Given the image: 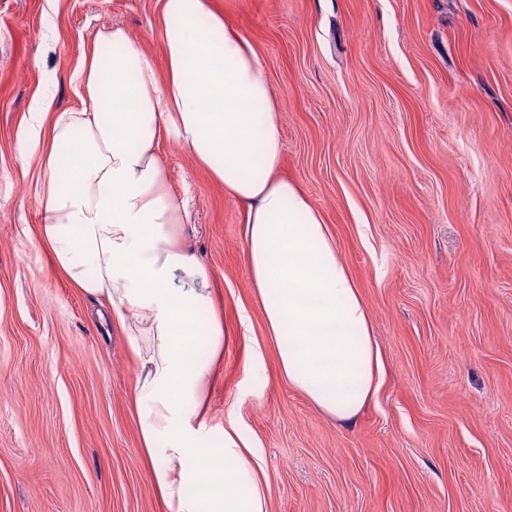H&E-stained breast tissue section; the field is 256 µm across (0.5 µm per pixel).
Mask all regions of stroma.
Masks as SVG:
<instances>
[{"mask_svg":"<svg viewBox=\"0 0 512 512\" xmlns=\"http://www.w3.org/2000/svg\"><path fill=\"white\" fill-rule=\"evenodd\" d=\"M278 98L284 177L321 212L371 312L387 375L349 424L278 374L243 209L182 146L183 236L224 311L208 426L264 456L270 512H512V0H212ZM120 25L161 56L160 0H0V512H162L140 451L137 367L116 324L37 236L35 112L82 101V48Z\"/></svg>","mask_w":512,"mask_h":512,"instance_id":"stroma-1","label":"stroma"}]
</instances>
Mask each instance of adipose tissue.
I'll use <instances>...</instances> for the list:
<instances>
[{
    "label": "adipose tissue",
    "instance_id": "1",
    "mask_svg": "<svg viewBox=\"0 0 512 512\" xmlns=\"http://www.w3.org/2000/svg\"><path fill=\"white\" fill-rule=\"evenodd\" d=\"M166 74L120 27L75 68L84 107L55 114L40 151L38 227L56 270L105 306L139 365L140 449L163 512H269L264 460L205 405L224 354L208 269L181 244L186 200L157 153L175 137L245 212L244 256L279 373L322 412L354 419L385 367L372 317L321 213L281 174L278 102L253 45L210 0H162Z\"/></svg>",
    "mask_w": 512,
    "mask_h": 512
}]
</instances>
